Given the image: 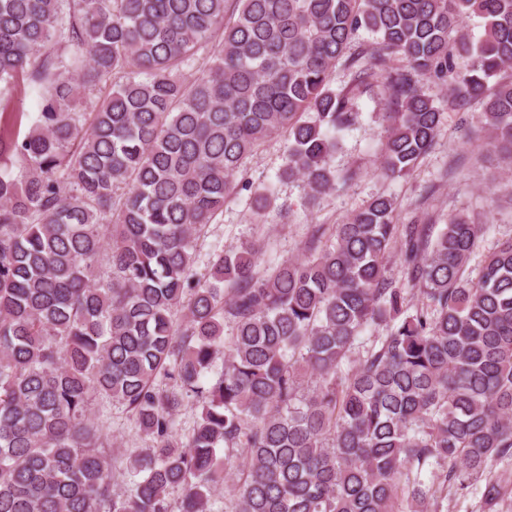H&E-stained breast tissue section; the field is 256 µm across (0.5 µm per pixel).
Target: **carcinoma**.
Returning <instances> with one entry per match:
<instances>
[{"label":"carcinoma","instance_id":"obj_1","mask_svg":"<svg viewBox=\"0 0 512 512\" xmlns=\"http://www.w3.org/2000/svg\"><path fill=\"white\" fill-rule=\"evenodd\" d=\"M19 79L37 118L0 122V512H422L474 477L503 512L512 237L472 269L490 220L435 234L378 195L301 259L263 267L247 243L203 281L194 252L273 133L310 203L353 180L336 134L379 81L385 178L435 144L448 102L423 80L480 104L512 171V0H0V92ZM111 402L146 442L121 469L91 412Z\"/></svg>","mask_w":512,"mask_h":512}]
</instances>
